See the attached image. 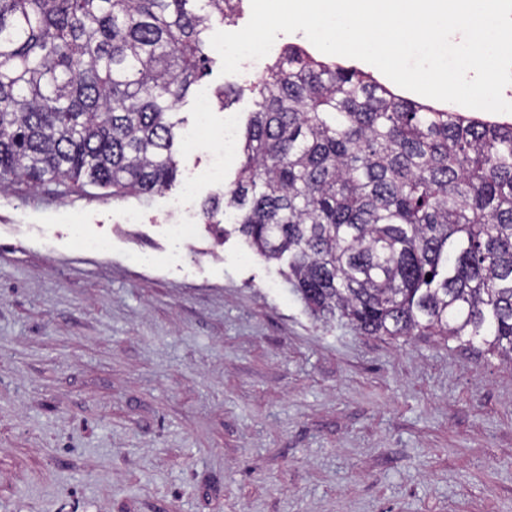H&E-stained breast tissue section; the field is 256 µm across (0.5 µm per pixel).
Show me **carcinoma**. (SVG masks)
<instances>
[{
  "mask_svg": "<svg viewBox=\"0 0 512 512\" xmlns=\"http://www.w3.org/2000/svg\"><path fill=\"white\" fill-rule=\"evenodd\" d=\"M0 0V190L87 185L144 198L175 181L182 101L213 20L242 0ZM219 208L288 257L318 317L366 336H444L512 361V125L400 97L286 46L256 84ZM433 275L431 280L426 276Z\"/></svg>",
  "mask_w": 512,
  "mask_h": 512,
  "instance_id": "cac0c4a2",
  "label": "carcinoma"
}]
</instances>
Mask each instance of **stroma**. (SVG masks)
Segmentation results:
<instances>
[{"label": "stroma", "mask_w": 512, "mask_h": 512, "mask_svg": "<svg viewBox=\"0 0 512 512\" xmlns=\"http://www.w3.org/2000/svg\"><path fill=\"white\" fill-rule=\"evenodd\" d=\"M210 58L164 193L0 191V512H512V362L317 319L212 233L258 79Z\"/></svg>", "instance_id": "obj_1"}]
</instances>
